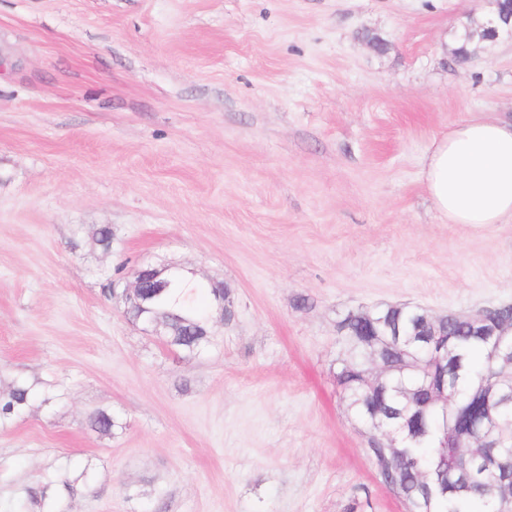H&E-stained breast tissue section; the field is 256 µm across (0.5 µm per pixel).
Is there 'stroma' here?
I'll return each instance as SVG.
<instances>
[{
    "instance_id": "35a3bbf8",
    "label": "stroma",
    "mask_w": 512,
    "mask_h": 512,
    "mask_svg": "<svg viewBox=\"0 0 512 512\" xmlns=\"http://www.w3.org/2000/svg\"><path fill=\"white\" fill-rule=\"evenodd\" d=\"M491 3L0 0V392L39 389L0 424V512H407L337 323L512 301V223H445L421 176L512 118V40L452 61ZM146 263L230 288L202 354L126 318Z\"/></svg>"
}]
</instances>
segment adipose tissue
Returning a JSON list of instances; mask_svg holds the SVG:
<instances>
[{"label":"adipose tissue","mask_w":512,"mask_h":512,"mask_svg":"<svg viewBox=\"0 0 512 512\" xmlns=\"http://www.w3.org/2000/svg\"><path fill=\"white\" fill-rule=\"evenodd\" d=\"M451 224L512 223V121L475 118L436 137L422 170Z\"/></svg>","instance_id":"obj_1"}]
</instances>
